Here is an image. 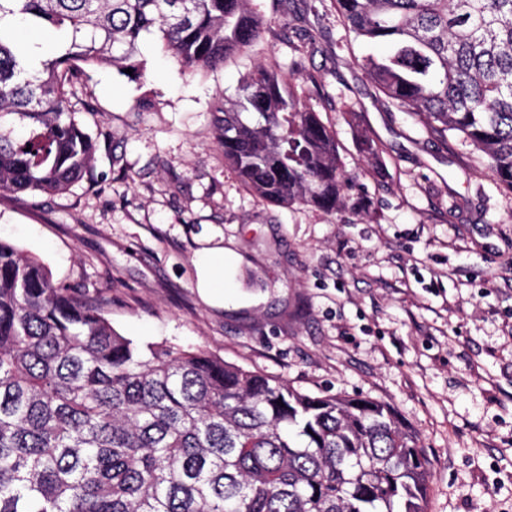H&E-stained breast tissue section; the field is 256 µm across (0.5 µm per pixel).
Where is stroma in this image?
<instances>
[{"mask_svg": "<svg viewBox=\"0 0 512 512\" xmlns=\"http://www.w3.org/2000/svg\"><path fill=\"white\" fill-rule=\"evenodd\" d=\"M252 6L264 39L216 70L184 71L156 33L133 73L97 68L72 100L99 142L93 181L0 194V239L139 345L385 403L427 458L426 512H512V194L473 146L432 139L376 90L360 59L380 48L335 0ZM261 64L334 130L349 183L335 212L267 203L225 165L218 108ZM212 248L220 301L197 286ZM196 266L199 270L198 288L208 293L224 288V251L223 249H206L197 256Z\"/></svg>", "mask_w": 512, "mask_h": 512, "instance_id": "obj_1", "label": "stroma"}]
</instances>
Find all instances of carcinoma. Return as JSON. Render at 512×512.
<instances>
[{"mask_svg": "<svg viewBox=\"0 0 512 512\" xmlns=\"http://www.w3.org/2000/svg\"><path fill=\"white\" fill-rule=\"evenodd\" d=\"M252 0H0V193H63L98 142L71 96L155 31L189 72L262 40ZM362 67L512 193V0H336ZM224 161L266 202L327 212L334 133L259 66L224 97ZM31 150H26V147ZM282 405H277V402ZM427 461L385 404L312 397L210 351L141 348L0 239V512H425Z\"/></svg>", "mask_w": 512, "mask_h": 512, "instance_id": "1", "label": "carcinoma"}]
</instances>
